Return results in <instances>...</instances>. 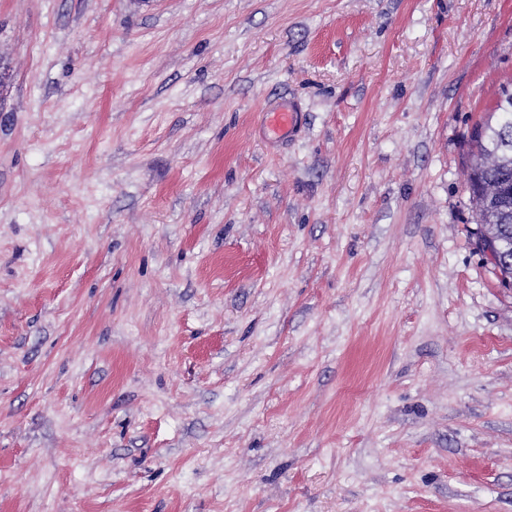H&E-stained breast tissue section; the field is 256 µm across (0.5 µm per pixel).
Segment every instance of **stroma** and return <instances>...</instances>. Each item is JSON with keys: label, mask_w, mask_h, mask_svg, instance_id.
<instances>
[{"label": "stroma", "mask_w": 512, "mask_h": 512, "mask_svg": "<svg viewBox=\"0 0 512 512\" xmlns=\"http://www.w3.org/2000/svg\"><path fill=\"white\" fill-rule=\"evenodd\" d=\"M511 81L512 0H0V512H512ZM468 145L469 156L475 165L469 166L467 184L470 201L475 204L476 224H479L477 238L480 240L483 237L484 224H502V234L508 239L511 253L512 92L508 85L503 87L494 112L474 125ZM476 170L480 172L478 177ZM470 171L475 177L471 176ZM477 179L502 184L503 193L494 198H484Z\"/></svg>", "instance_id": "stroma-1"}]
</instances>
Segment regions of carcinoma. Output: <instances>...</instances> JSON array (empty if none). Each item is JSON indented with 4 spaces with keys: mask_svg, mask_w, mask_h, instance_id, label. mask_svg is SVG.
I'll return each mask as SVG.
<instances>
[{
    "mask_svg": "<svg viewBox=\"0 0 512 512\" xmlns=\"http://www.w3.org/2000/svg\"><path fill=\"white\" fill-rule=\"evenodd\" d=\"M469 156L474 162L467 176L470 201L475 204L478 235L486 224L502 225V234L512 247V91L504 86L494 112L475 124L469 137ZM492 180L503 185V193L494 198L481 194L478 182Z\"/></svg>",
    "mask_w": 512,
    "mask_h": 512,
    "instance_id": "obj_1",
    "label": "carcinoma"
}]
</instances>
